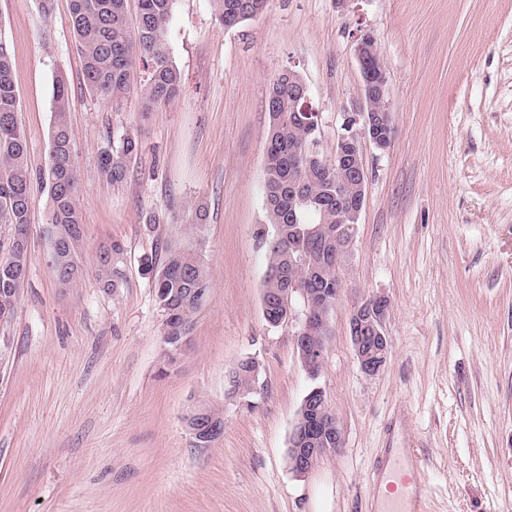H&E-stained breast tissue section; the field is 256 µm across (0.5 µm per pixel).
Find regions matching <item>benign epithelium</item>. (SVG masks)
<instances>
[{"instance_id": "1", "label": "benign epithelium", "mask_w": 512, "mask_h": 512, "mask_svg": "<svg viewBox=\"0 0 512 512\" xmlns=\"http://www.w3.org/2000/svg\"><path fill=\"white\" fill-rule=\"evenodd\" d=\"M355 55L361 73V94L353 110L345 113L341 132L337 135L336 150L327 165L336 169V182L355 198L356 203L336 207V254L334 264H341L352 243V228L359 223L368 171L365 168L363 146L372 144L378 150L390 147L388 131L392 129V116L386 97L387 76L376 39L368 32L359 36ZM288 85L296 96L288 99L292 120L302 129L313 132L319 129L321 115L309 105L308 87L295 70H288ZM298 160L309 164L318 159L317 138L313 137L297 149ZM290 274L288 290L279 298L291 300L294 293L304 302V318L295 333V345L301 363L312 379L318 377L326 355L329 337L328 317L342 292L341 281L336 287L323 288L313 293L307 288L312 277L327 279L330 269L314 265L301 255L288 253ZM390 300L385 296H371L356 304L350 313V337L359 367L368 376L378 374L385 366L390 341L385 331V321ZM209 413L200 408L189 428L197 442L208 444L223 435V428L214 420L205 423L202 417ZM343 446V435L334 413L329 408L324 392L316 387L303 398L292 428L288 458L290 467L298 475L306 474L326 452Z\"/></svg>"}]
</instances>
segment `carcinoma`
Instances as JSON below:
<instances>
[{"mask_svg":"<svg viewBox=\"0 0 512 512\" xmlns=\"http://www.w3.org/2000/svg\"><path fill=\"white\" fill-rule=\"evenodd\" d=\"M220 25L235 27L261 15L267 0H212ZM129 0H70L72 34L79 51L85 87L96 97L118 102L137 83L136 59L147 62L149 73L139 84L141 112L146 115L181 91V73L172 64L167 46L168 24L175 0H137L135 30L128 27ZM54 122L49 135V157L43 179L49 194L46 233L65 237L69 246L51 249L50 265L62 288H70L84 275L78 251L84 225L80 203V177L74 162V146L67 122L69 90L65 80L53 84ZM19 99L12 79L11 53L0 40V224L11 228L7 253L0 255V306L10 304L20 293L30 267L29 250L17 248V240L28 238L32 171L28 144L15 114ZM269 129L265 156V207L268 224L257 232L260 239L274 237L267 252V288L288 287V210L301 194L320 191L323 208L301 209L303 224L327 225L323 235L303 246L315 254L336 248V172L322 166L302 171L294 162V147L301 130L288 125V74L273 83L268 99ZM140 145L127 134L100 156V171L112 183L122 182L128 164L137 157ZM124 248L114 240L99 247L96 254L102 288H117L122 281L118 259ZM153 277L155 298L173 336L190 335L192 316L200 297L192 289L208 292L209 275L198 256L171 248L161 269L153 258L142 262Z\"/></svg>","mask_w":512,"mask_h":512,"instance_id":"cac0c4a2","label":"carcinoma"}]
</instances>
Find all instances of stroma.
<instances>
[{
	"label": "stroma",
	"instance_id": "stroma-1",
	"mask_svg": "<svg viewBox=\"0 0 512 512\" xmlns=\"http://www.w3.org/2000/svg\"><path fill=\"white\" fill-rule=\"evenodd\" d=\"M69 0H0V39L34 172L53 125L56 78L81 175L85 274L59 287L45 234L46 189L31 193V264L0 363V512H368L377 458L416 449L426 512H512V0H268L263 15L221 26L212 0H175L169 56L182 90L142 114L138 92L92 97ZM371 32L396 130L364 147L369 173L354 240L338 269L318 378L288 323L262 310L267 242V99L298 71L331 157L360 88L357 38ZM137 135L125 180L102 177L113 138ZM204 205L205 223L192 220ZM120 241L123 281L95 275L99 246ZM195 252L211 288L188 350L169 358L149 254ZM382 294L390 350L365 375L349 331L354 302ZM255 358L259 379L232 393ZM320 387L343 433L303 476L288 463L297 410ZM207 406L224 433L197 446L185 417Z\"/></svg>",
	"mask_w": 512,
	"mask_h": 512
}]
</instances>
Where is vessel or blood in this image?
Returning <instances> with one entry per match:
<instances>
[{
  "mask_svg": "<svg viewBox=\"0 0 512 512\" xmlns=\"http://www.w3.org/2000/svg\"><path fill=\"white\" fill-rule=\"evenodd\" d=\"M376 482H388L394 499L373 498L370 512H425L426 482L418 456L411 448H390L378 461Z\"/></svg>",
  "mask_w": 512,
  "mask_h": 512,
  "instance_id": "1",
  "label": "vessel or blood"
}]
</instances>
